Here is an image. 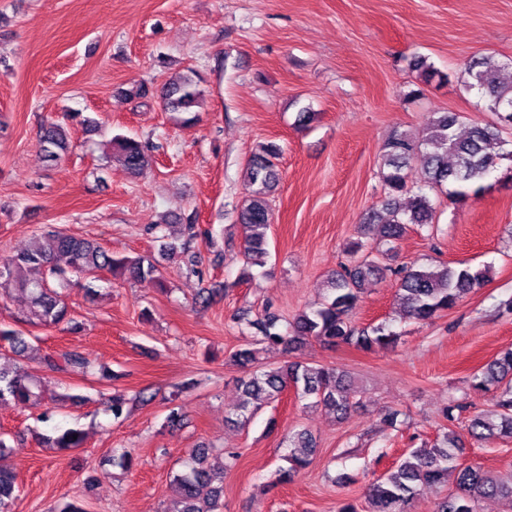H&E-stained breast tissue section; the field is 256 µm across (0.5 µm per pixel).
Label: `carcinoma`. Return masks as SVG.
<instances>
[{
  "instance_id": "carcinoma-1",
  "label": "carcinoma",
  "mask_w": 512,
  "mask_h": 512,
  "mask_svg": "<svg viewBox=\"0 0 512 512\" xmlns=\"http://www.w3.org/2000/svg\"><path fill=\"white\" fill-rule=\"evenodd\" d=\"M506 67L508 64L489 55L468 66L462 77L464 86L477 91L486 110L495 113L496 123H474L461 136L457 132L461 116L443 112L430 121L424 137L419 139L395 129L384 142L380 176L387 195L381 210L368 214L365 224L370 226L379 221L382 211L388 215V219L380 224V242L387 245V251L395 249V244L407 233L408 225L432 223L434 207L428 191L448 184L452 189L446 194L459 203L486 189L485 182L503 156V129L512 126V81L502 78ZM200 82L191 70L166 82L161 93L165 110L176 114V119L183 123L194 121L195 108L201 105L204 97ZM76 120L82 125L89 124V120L80 118L78 112H66L59 119L41 124L39 146L46 161L57 164L68 155L72 148L69 124ZM111 145L128 174L137 177L149 169L151 158L146 143L130 136L116 135L112 137ZM279 155L277 146L265 144L247 164L246 197L239 221L244 229L243 257L249 267H262L269 257L267 232L272 219L269 196L279 182ZM418 155L423 158L422 178L412 189L407 184L406 169ZM196 237V225L190 222L184 225V239L179 244L159 237L161 255L190 252ZM347 254L350 263L341 273L330 277L328 294L319 306L301 311L284 325L268 310L247 322L255 329V335L247 347L233 354V361L247 368L256 360L257 345L289 348L310 339L327 345L345 343L367 353L396 347L400 333L391 325L380 323L359 328L351 320L364 284L369 277L384 270L379 261L382 251H370L362 241L354 240L348 244ZM62 258L66 259L65 268L58 264ZM102 271L126 280L151 279L160 289L166 287L156 261L141 256H117L98 242L61 230L41 232L31 248L1 257L0 287L12 288L26 297L29 322L64 324L75 331L79 323L71 317L61 293L50 287L49 280L64 284L73 275L80 287L90 291L96 273ZM394 274L399 278L400 301L408 317L424 324L453 309L460 298L482 287L487 270L455 269L445 263L433 268L413 264L394 271ZM2 341L17 357L26 356L30 350L29 342L15 329L0 328ZM40 363L57 373L83 370L88 366L87 359L76 350L58 356L46 353L40 357ZM290 387L298 399L309 401V406H320L341 416L348 413L357 393L347 375L334 367L288 361L278 368L253 371L240 380L242 401L234 423L246 426L264 405L278 401ZM470 387L481 392L498 389L500 414L497 422L487 421L480 415L471 418L467 426L469 436L476 441L512 437V350L501 352L481 371L472 374ZM42 401L40 378L22 375L0 365V403L26 408L38 406ZM46 442L63 450L81 448L85 434L76 427L56 428L46 436ZM462 449V439L453 432H446L435 441L410 450L368 487L365 512H409V505L422 488L446 487L450 483L453 488L437 512H477L479 501L491 497L512 503V471L502 478L463 466L458 463ZM315 451V442L307 431L290 434L288 453L283 456L287 463L283 477L290 479L304 472ZM208 458L206 448L190 451L184 470L173 476L181 507L171 512H222L224 469L211 468ZM205 485L210 487V496L202 499L200 490ZM15 490L14 474L0 466V512H8Z\"/></svg>"
}]
</instances>
